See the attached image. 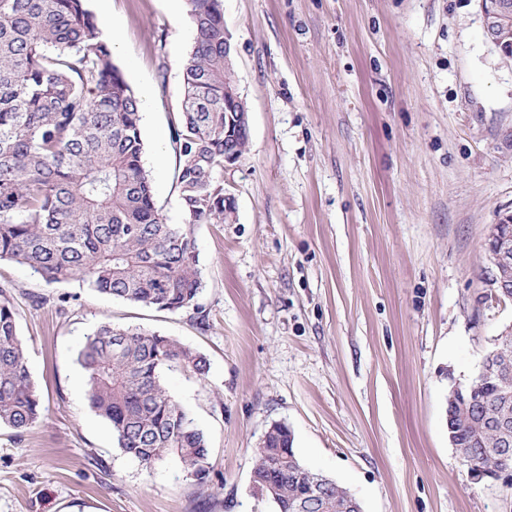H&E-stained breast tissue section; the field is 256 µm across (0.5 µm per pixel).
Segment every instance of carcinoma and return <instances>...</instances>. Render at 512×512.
<instances>
[{"instance_id":"cac0c4a2","label":"carcinoma","mask_w":512,"mask_h":512,"mask_svg":"<svg viewBox=\"0 0 512 512\" xmlns=\"http://www.w3.org/2000/svg\"><path fill=\"white\" fill-rule=\"evenodd\" d=\"M186 6L195 40L173 130L180 204L188 224H222L224 150L242 157L248 136L224 140V90L235 72L224 54L221 0ZM110 58L85 0H0V259L49 284L78 281L158 310L197 311L196 240L155 205L139 103ZM492 352L489 378L471 382L473 407L449 406L457 451L487 472L512 467V447H499L495 425L503 406L512 413V336ZM78 361L89 406L124 454L147 467L174 456L186 476L205 482V434L161 381L174 365L206 373L204 355L155 331L103 324L86 337ZM41 412L10 287L0 284V425L21 434ZM252 484L275 512H353L349 492L299 461L284 423L256 448Z\"/></svg>"}]
</instances>
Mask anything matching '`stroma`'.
Masks as SVG:
<instances>
[{
    "label": "stroma",
    "instance_id": "stroma-1",
    "mask_svg": "<svg viewBox=\"0 0 512 512\" xmlns=\"http://www.w3.org/2000/svg\"><path fill=\"white\" fill-rule=\"evenodd\" d=\"M250 136L224 167L226 224H195L199 310L158 311L0 261L43 400L0 427V512H275L252 488L272 423L363 512H512L448 441L512 301L490 298L488 224L512 208V65L478 0H222ZM119 25L111 62L142 109L143 163L167 223L183 215L172 132L194 30L170 0H85ZM103 324L201 352L164 370L208 437L209 478L146 467L90 408L78 353Z\"/></svg>",
    "mask_w": 512,
    "mask_h": 512
}]
</instances>
